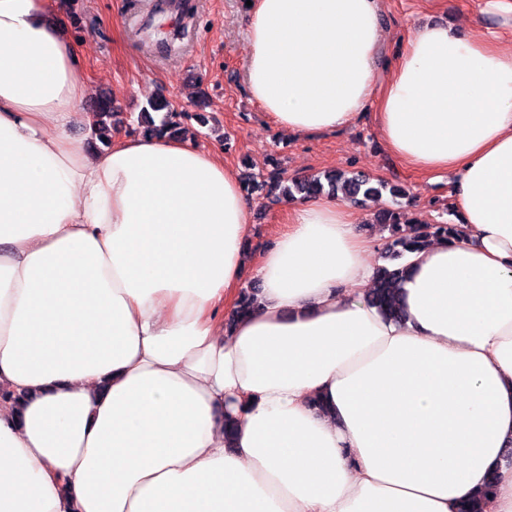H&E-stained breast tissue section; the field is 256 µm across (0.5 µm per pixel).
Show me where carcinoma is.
<instances>
[{"mask_svg": "<svg viewBox=\"0 0 512 512\" xmlns=\"http://www.w3.org/2000/svg\"><path fill=\"white\" fill-rule=\"evenodd\" d=\"M95 136L106 146L112 141V102L105 99L95 108ZM181 117L173 103L165 98L147 102L138 115V124L144 127L149 135H174L177 119ZM242 186L246 193L253 194L259 189L275 191L286 199L313 197L322 194L331 196L342 195V198L359 203L363 200H378L388 183L382 179H374L362 171L328 172L323 175L293 178L286 180L281 172L248 173L243 177ZM378 220L388 225L390 235L386 240V253L394 257H403L407 252L423 249L434 238H451L458 234L455 224L416 223L409 219L401 205L386 208L378 214ZM409 268L401 265L390 269L382 266L377 269L376 276L368 290V302L382 314L398 318L401 315L400 288L407 276ZM494 490L493 484H488L482 491L473 496L464 506L462 512H483L484 503Z\"/></svg>", "mask_w": 512, "mask_h": 512, "instance_id": "1", "label": "carcinoma"}]
</instances>
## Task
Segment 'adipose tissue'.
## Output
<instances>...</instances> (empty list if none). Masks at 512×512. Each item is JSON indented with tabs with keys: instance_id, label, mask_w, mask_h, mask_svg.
<instances>
[{
	"instance_id": "1",
	"label": "adipose tissue",
	"mask_w": 512,
	"mask_h": 512,
	"mask_svg": "<svg viewBox=\"0 0 512 512\" xmlns=\"http://www.w3.org/2000/svg\"><path fill=\"white\" fill-rule=\"evenodd\" d=\"M54 13L0 0V512H456L491 476L485 512H512V43L429 23L385 61L381 0H252L277 127L372 108L395 155L455 175L462 232L406 256L393 320L336 197L291 201L253 256L212 151L92 150ZM249 268L258 304L225 325Z\"/></svg>"
}]
</instances>
